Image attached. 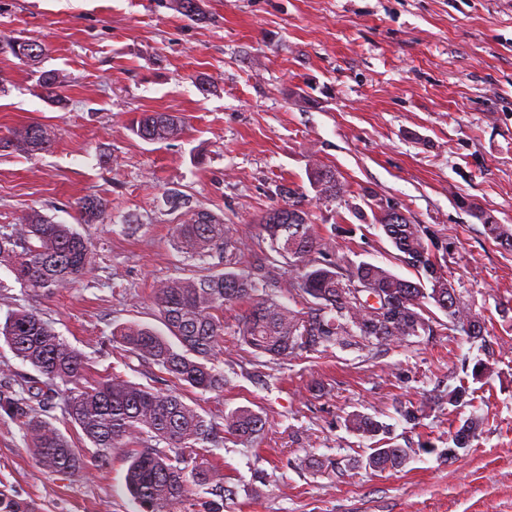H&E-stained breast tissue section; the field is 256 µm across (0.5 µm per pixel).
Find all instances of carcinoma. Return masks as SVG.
Returning <instances> with one entry per match:
<instances>
[{"label":"carcinoma","instance_id":"carcinoma-1","mask_svg":"<svg viewBox=\"0 0 512 512\" xmlns=\"http://www.w3.org/2000/svg\"><path fill=\"white\" fill-rule=\"evenodd\" d=\"M173 10L192 20L206 17L205 0H169ZM0 53L25 64H36L43 46L35 40L0 38ZM63 77L51 71L39 74L45 97L60 105ZM138 137L165 142L179 137L183 124L166 112H144L127 125ZM52 137L46 126L29 123L0 140V148L27 155L41 153ZM316 200L342 203L346 186L330 166L316 163L311 172ZM283 204L270 209L259 224L256 246L267 245L264 261L248 270L239 267L241 242L224 224V218L207 210H190L174 225L173 244L185 257L207 265L194 278L172 276L154 288V303L163 325L161 332L139 324L112 331L116 353L156 366L168 375L172 388L156 389L116 376L94 384L87 381L86 356L60 336L35 310L17 309L0 322V340L16 358L37 375L24 377L22 393L0 392V418L22 429L26 445L38 464L60 476L86 467L87 460L55 425L62 420L79 427L92 445L91 458L98 467L109 465L112 449L129 442L130 464L125 487L139 512H170L188 499L190 485H209L214 499L207 512H223L224 497L232 490L215 469L196 463L208 444L224 433L249 441L265 428L264 418L249 407L224 414V427L208 420L185 402L181 390L221 392L224 373L215 365L224 343V310L240 301L250 303L237 318L233 334L257 356L291 360L307 352L338 345L387 346L413 337L431 335L438 324L430 307L448 318L453 330L469 340L483 338L484 325L461 296L448 295V279L438 262L437 242L430 229L410 222L401 207L378 206V223L396 250L395 259L412 269L411 280L370 262L344 265L332 257L329 243L315 233L309 211L290 187L282 189ZM106 209L103 199L87 197L78 206L80 224L98 223ZM485 233L501 248L512 251V226L480 216ZM95 263L91 244L72 225L32 211L14 224L0 225V266L36 296H48L79 282ZM362 283L382 293L400 309L396 320H379L377 308L353 301L345 291ZM301 304L291 307L279 300ZM469 387L448 388L446 402L452 410L467 404ZM57 407L61 417L47 410ZM346 426L372 439L388 427L374 417L353 413ZM483 418L472 415L451 437L448 455L468 448L480 431ZM412 448H373L366 457L368 469L383 473L404 466ZM0 512H28L26 504L0 481Z\"/></svg>","mask_w":512,"mask_h":512}]
</instances>
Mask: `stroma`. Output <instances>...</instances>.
Listing matches in <instances>:
<instances>
[{
	"label": "stroma",
	"instance_id": "stroma-1",
	"mask_svg": "<svg viewBox=\"0 0 512 512\" xmlns=\"http://www.w3.org/2000/svg\"><path fill=\"white\" fill-rule=\"evenodd\" d=\"M192 21L165 0H0V36L35 40V66L0 55V139L39 122L48 151L0 149V225L39 211L76 224L88 196L103 223L76 224L96 262L80 283L48 297L0 267V316L39 311L87 357L89 379L116 375L166 389L161 373L112 354V331L160 327L155 285L194 277L178 254L167 197L223 216L257 262L258 222L303 193L333 255L410 278L366 203H398L438 241L448 280L485 328L477 342L447 326L411 344L339 348L290 362L255 356L226 334L220 392H191L215 421L247 406L266 420L253 441L206 455L233 496L224 512H512V251L488 239L479 213L512 225V0H207ZM65 79L66 108L48 103L37 72ZM167 112L183 134L152 143L126 122ZM335 169L348 204L316 201L314 163ZM489 363L473 379L468 366ZM472 400L449 412V388ZM423 405L418 423L401 407ZM390 425L384 446L411 447L395 472L366 469L371 440L347 414ZM484 416L468 451L447 455L469 415ZM127 447L106 467L69 477L44 471L23 432L0 419V478L32 512H136L124 488Z\"/></svg>",
	"mask_w": 512,
	"mask_h": 512
}]
</instances>
